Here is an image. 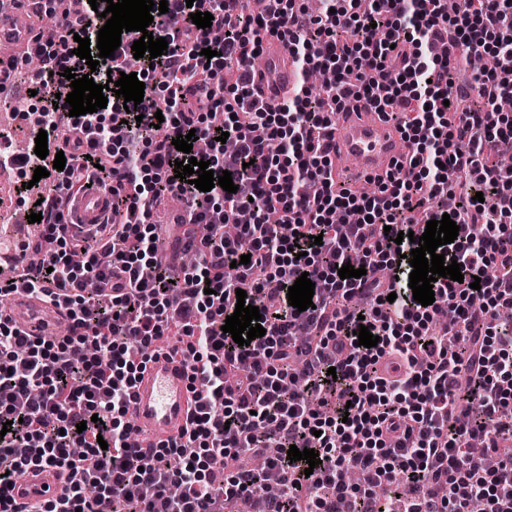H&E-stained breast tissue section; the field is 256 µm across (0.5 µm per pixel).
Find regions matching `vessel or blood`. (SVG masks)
I'll return each instance as SVG.
<instances>
[{"label":"vessel or blood","mask_w":512,"mask_h":512,"mask_svg":"<svg viewBox=\"0 0 512 512\" xmlns=\"http://www.w3.org/2000/svg\"><path fill=\"white\" fill-rule=\"evenodd\" d=\"M7 39L18 41L21 50L32 48L25 16L16 14L8 21L0 18V42ZM294 84L292 59L278 41H269L264 63L256 72V93L273 107L292 92ZM333 143L336 180L353 192L384 174L406 151L396 123L365 108L337 116ZM110 198V193L97 188L79 197L72 208L68 233L83 234L101 224ZM0 317L31 336L46 339L56 337L60 325L70 321L65 306L23 286L12 294L10 306L0 311ZM192 398L183 364L163 353L154 356L141 374L131 401L140 437L155 446L178 437L191 416ZM68 486L67 474L50 467L34 468L15 477L10 496L17 505L27 506L59 499Z\"/></svg>","instance_id":"vessel-or-blood-1"}]
</instances>
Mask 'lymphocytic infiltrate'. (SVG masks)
I'll list each match as a JSON object with an SVG mask.
<instances>
[{
  "label": "lymphocytic infiltrate",
  "mask_w": 512,
  "mask_h": 512,
  "mask_svg": "<svg viewBox=\"0 0 512 512\" xmlns=\"http://www.w3.org/2000/svg\"><path fill=\"white\" fill-rule=\"evenodd\" d=\"M321 3L312 16L296 0H264L257 12L244 0H168L148 27L168 48L159 63L141 58L136 112L110 91L106 108L78 117L56 96L64 69L119 79L134 38L122 33L92 69L72 51L77 38L96 39L106 0L73 19L45 9L61 31L38 47L34 95L12 103L47 132L48 156L27 152L16 167L21 197L37 167L49 170L43 232L25 244L41 262L0 279V296L21 284L59 291L72 329L57 341L0 320V424L10 426L0 512H229L240 500L262 512H340L343 501L350 512H467L474 500L512 512V171L500 165L512 154V114L499 107L512 96V0H459L452 15L442 0ZM194 10L211 13V27L193 24ZM267 37L301 72L331 71L333 84L317 97L299 84L266 107L252 85ZM476 56L496 66L476 76L481 102L471 105L453 71ZM355 103L399 118L408 148L375 192L358 195L337 187L329 141L334 113ZM191 132L208 145L193 157L230 172L237 192L175 178L176 161L191 156L172 140ZM90 184L115 189L113 213L92 236L67 235L59 207ZM174 195L209 227L194 269L175 276L151 220ZM446 214L459 235L438 251L464 280L439 278L425 307L409 286L412 244L397 235H422ZM349 262L364 275L340 279ZM304 272L314 306L300 312L287 293ZM90 280L111 283L110 301L86 293ZM240 289L266 330L247 346L222 330ZM362 325L377 346L359 345ZM165 336L185 359L195 408L181 440L133 448L131 392ZM386 358L390 378L379 372ZM475 438L494 468L472 453ZM293 445L315 450L319 466L289 460ZM230 461L215 489L213 470ZM40 464L71 470L68 496L13 505L10 477ZM350 469L365 485L344 482Z\"/></svg>",
  "instance_id": "obj_1"
}]
</instances>
